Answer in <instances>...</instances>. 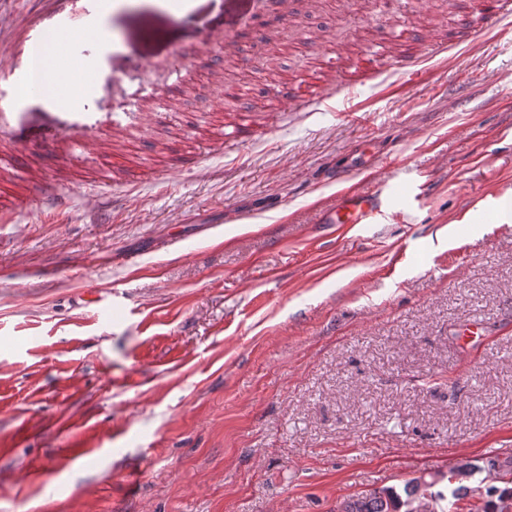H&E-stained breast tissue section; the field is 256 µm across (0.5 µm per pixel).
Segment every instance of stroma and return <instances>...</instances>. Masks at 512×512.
<instances>
[{
	"label": "stroma",
	"instance_id": "obj_1",
	"mask_svg": "<svg viewBox=\"0 0 512 512\" xmlns=\"http://www.w3.org/2000/svg\"><path fill=\"white\" fill-rule=\"evenodd\" d=\"M151 4L113 16L145 63L92 106L136 125L0 174V512H334L511 456L512 219L480 211L512 191V16L416 0L408 84L363 66L374 0L274 2L228 54L225 0ZM313 73L344 95L291 111ZM37 176L65 208L30 207ZM399 185L379 223L324 221Z\"/></svg>",
	"mask_w": 512,
	"mask_h": 512
}]
</instances>
